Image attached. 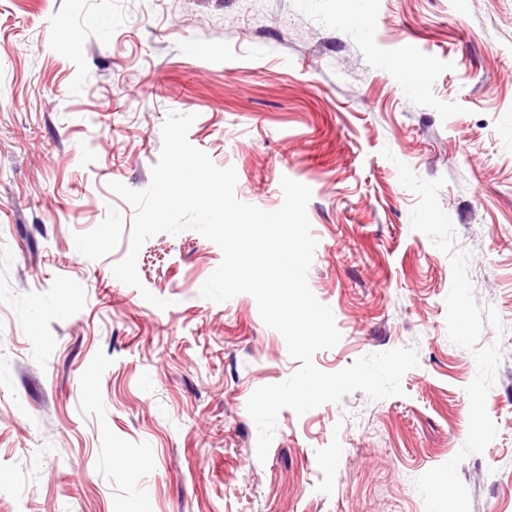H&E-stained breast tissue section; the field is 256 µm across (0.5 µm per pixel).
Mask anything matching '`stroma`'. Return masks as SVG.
<instances>
[{
    "label": "stroma",
    "mask_w": 512,
    "mask_h": 512,
    "mask_svg": "<svg viewBox=\"0 0 512 512\" xmlns=\"http://www.w3.org/2000/svg\"><path fill=\"white\" fill-rule=\"evenodd\" d=\"M172 112L239 200L310 187L308 284L341 333L314 363L416 348L403 395L282 410L258 461L247 401L299 363L251 295L201 296L220 249L143 244L163 310L112 273L134 210L109 184L149 186ZM399 160L446 177L454 248L503 324L479 340L501 344L498 434L458 473L471 512H512V0H0V512H424L414 481L464 445L477 366Z\"/></svg>",
    "instance_id": "35a3bbf8"
}]
</instances>
